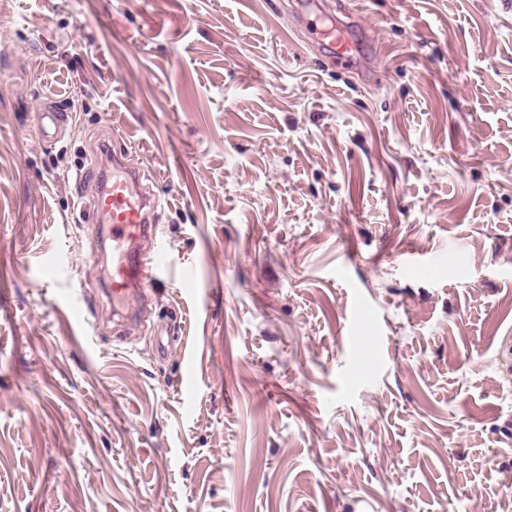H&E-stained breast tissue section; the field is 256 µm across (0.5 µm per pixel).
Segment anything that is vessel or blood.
Here are the masks:
<instances>
[{"label":"vessel or blood","instance_id":"1","mask_svg":"<svg viewBox=\"0 0 512 512\" xmlns=\"http://www.w3.org/2000/svg\"><path fill=\"white\" fill-rule=\"evenodd\" d=\"M68 116L55 106L39 115L44 137L60 136ZM96 223L112 229V273L105 283L112 313L122 321L139 317L138 306L168 268L164 243L155 239V201L139 187V175L126 166L122 155L112 156V175L93 187Z\"/></svg>","mask_w":512,"mask_h":512}]
</instances>
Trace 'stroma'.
I'll return each instance as SVG.
<instances>
[{
  "label": "stroma",
  "mask_w": 512,
  "mask_h": 512,
  "mask_svg": "<svg viewBox=\"0 0 512 512\" xmlns=\"http://www.w3.org/2000/svg\"><path fill=\"white\" fill-rule=\"evenodd\" d=\"M329 2L355 60L291 0H0V512H512V0ZM109 147L169 254L122 344ZM68 116L55 106H48L44 112L39 114V122L42 134L48 139H54L61 135L66 125Z\"/></svg>",
  "instance_id": "1"
}]
</instances>
